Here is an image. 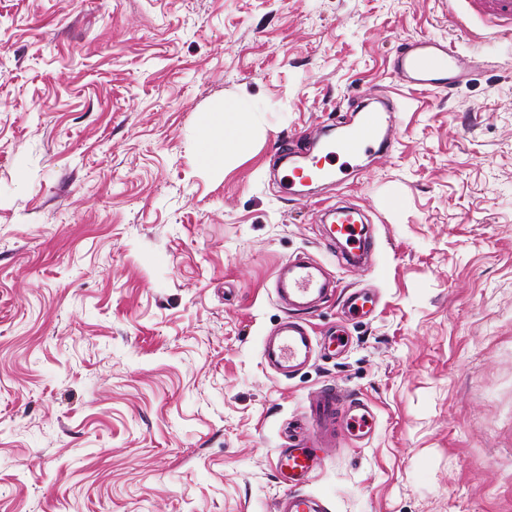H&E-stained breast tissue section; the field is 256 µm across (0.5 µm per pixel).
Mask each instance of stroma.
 Here are the masks:
<instances>
[{"mask_svg": "<svg viewBox=\"0 0 512 512\" xmlns=\"http://www.w3.org/2000/svg\"><path fill=\"white\" fill-rule=\"evenodd\" d=\"M499 0H0V512H272L288 423L367 400L305 492L327 512H512V36ZM423 36L490 57L454 93L391 74ZM399 105L392 152L288 194L277 156ZM245 115L205 159L201 122ZM396 206H387L388 197ZM363 210L353 271L320 212ZM309 255L306 320L351 343L290 378L260 338L275 268ZM224 130L232 131L233 136L229 139L225 136L215 139L210 136L208 131H205L204 143L212 153L223 155L227 148L244 151L249 147V139L245 130V116L232 103L224 106ZM343 303L350 315H370L377 305L374 298L363 289L345 295Z\"/></svg>", "mask_w": 512, "mask_h": 512, "instance_id": "stroma-1", "label": "stroma"}]
</instances>
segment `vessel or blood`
<instances>
[{"mask_svg": "<svg viewBox=\"0 0 512 512\" xmlns=\"http://www.w3.org/2000/svg\"><path fill=\"white\" fill-rule=\"evenodd\" d=\"M484 58L460 51L454 43L421 37L401 44L392 59L394 78L408 85L444 88L455 91L463 80L485 66ZM396 105L364 111L350 121L349 129L336 146L308 154L303 165L293 168L289 184L320 181L332 173L338 156H355L373 150L376 142L390 143ZM276 293L290 310L276 329L261 338L262 358L270 368L287 375L310 363L314 356V339L304 321L330 292V277L317 262L308 259L282 262L275 273ZM343 303L349 314H372L376 302L363 290L345 295ZM311 426L302 431H289L290 442L275 458V466L292 484L291 492L279 497L275 512H325L320 497L299 492L298 487L310 481L321 466L311 443H324L336 436L337 422H344L347 435L369 438L373 428V412L367 402L349 397L345 389H325L316 393L310 406Z\"/></svg>", "mask_w": 512, "mask_h": 512, "instance_id": "obj_1", "label": "vessel or blood"}]
</instances>
